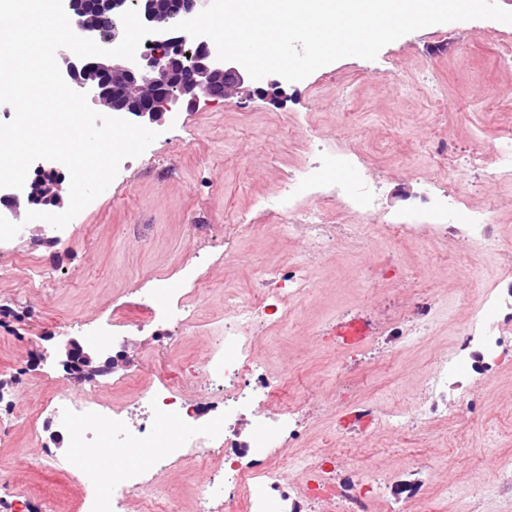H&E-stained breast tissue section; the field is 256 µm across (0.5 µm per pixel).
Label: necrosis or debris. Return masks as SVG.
Listing matches in <instances>:
<instances>
[{"label":"necrosis or debris","instance_id":"1","mask_svg":"<svg viewBox=\"0 0 512 512\" xmlns=\"http://www.w3.org/2000/svg\"><path fill=\"white\" fill-rule=\"evenodd\" d=\"M301 138L298 160L262 198L255 216L224 227L225 258H233L239 239L258 226L289 232L301 246L300 257L286 269L256 270L252 293L226 305L224 341L210 350L204 363L175 365L162 357H142L114 381L115 386L134 389L123 404L101 401L100 386L92 385L76 395L53 391L32 407L39 421L68 416L64 430L71 447L90 452L96 448L97 430L107 425L131 448L152 437L156 425L149 409L155 405L162 406L178 429L150 470L113 468L112 494L105 501L97 497V477L81 458L62 461L52 449L40 448L34 466H61L69 483L81 487L78 512H172L159 488L168 472L186 465L221 476L224 482L220 488L212 482L201 488L196 512H269L274 498L282 512H373L368 483L375 468L354 458L350 438H368L377 427L397 426L419 434L446 420H472L476 402L456 394L460 373L478 375L488 366L512 361V255L504 253L481 307L459 332L454 355L433 359L430 382L413 409L388 410L360 388L337 389L335 409L342 423L322 449L305 452L304 472L292 479L288 449L302 441L310 416L322 414L326 406L312 389L298 399L288 396L287 373L269 372L255 354L254 340L259 332L287 320L289 300L311 286L309 270L315 261L327 249L355 238L364 218L379 214L383 188L395 177L393 170L373 168L354 185L325 183L319 177L322 166H354L362 163L361 154L348 147L328 148L306 131ZM424 147L434 160L433 171L417 174L425 194L411 210L390 214L383 227L396 238L454 242L457 270L471 273L478 246L494 235L495 214L512 208V129L502 131L495 143L478 139L466 149L454 138L434 133ZM459 173L475 181L501 179L506 189L495 201H480L475 193L460 191L455 181ZM137 311L146 325L158 327H185L199 317L174 288L162 299L143 293ZM433 314V301L409 296L404 312L373 335L382 359L403 352L422 335ZM90 410L95 420H86ZM256 441L268 447L266 458L253 456ZM431 468L429 458L415 456L383 488L399 501L416 498Z\"/></svg>","mask_w":512,"mask_h":512}]
</instances>
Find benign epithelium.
Returning a JSON list of instances; mask_svg holds the SVG:
<instances>
[{"label":"benign epithelium","instance_id":"1","mask_svg":"<svg viewBox=\"0 0 512 512\" xmlns=\"http://www.w3.org/2000/svg\"><path fill=\"white\" fill-rule=\"evenodd\" d=\"M66 11L77 22L79 34L105 39L107 29L135 9L151 35L153 52L110 65L103 57L86 61L66 48L57 51L58 65L67 81L99 99L116 117L149 127L179 106H193L202 98L226 99L250 94L251 78L235 62L217 59L210 40L188 46L172 38L176 19L198 11L202 0H65ZM59 179L44 177L30 185L27 201L58 206ZM59 363L68 376H93L116 367V358L85 350L71 339L58 349Z\"/></svg>","mask_w":512,"mask_h":512}]
</instances>
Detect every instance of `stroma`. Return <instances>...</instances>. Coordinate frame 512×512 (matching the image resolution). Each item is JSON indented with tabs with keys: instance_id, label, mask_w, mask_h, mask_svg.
I'll list each match as a JSON object with an SVG mask.
<instances>
[{
	"instance_id": "obj_1",
	"label": "stroma",
	"mask_w": 512,
	"mask_h": 512,
	"mask_svg": "<svg viewBox=\"0 0 512 512\" xmlns=\"http://www.w3.org/2000/svg\"><path fill=\"white\" fill-rule=\"evenodd\" d=\"M469 21L427 27L383 47L376 59L346 57L326 65L299 82L281 86L263 83L261 93L243 99H201L181 109L179 122L164 118L168 136L153 143V161L135 162L124 185H109L72 221L69 235L34 247L32 224L13 238L15 254L36 252L42 269L54 280L37 300L38 315H31L25 300L28 270L14 269L0 278V304L17 311L15 326L0 325V380L5 396L20 394L23 406L39 403L65 381L57 349L71 338H82V321L109 315L126 303L138 302L133 285L164 295L179 281L180 269L192 259L196 246L190 220L200 208L210 213L211 264L206 271L212 290L192 298L202 321L198 327H173L178 341L170 349L178 361L203 362L224 321V294L244 296L252 289L255 269L272 261H296L297 244L287 233L255 228L241 240L239 260L224 258V226L254 210L282 178L283 162L293 161L289 138L283 132L288 115L300 113L303 127L316 131L324 143L340 142L345 120L337 112L328 74L356 79L353 102L361 131L356 145L375 166L399 170L386 189L390 210L404 209L421 191L408 178L410 169L428 167L423 143L431 132L434 113L448 115L447 123L462 146L474 133L496 140L501 127L512 126V103L492 120L478 122V100L488 93L512 87V67H503L487 50H469L473 36ZM397 58L402 75L415 81L423 71L433 72L436 100L402 92L386 78L389 58ZM285 97H277V89ZM365 243L348 242L325 252L312 268L309 292L293 300L288 319L255 340V350L270 372L290 368L299 384H313L321 399H332L342 378L339 357L357 359L355 348H327L319 332L353 315L381 321L398 310L401 281L398 270L418 273L428 252L445 253L442 242L394 240L380 227L364 232ZM512 250V211L498 214L492 242L482 245L479 264L467 277L437 272L422 298L433 299L436 310L426 336L410 344L391 364H372L365 374L368 393L387 406L413 407L427 379L430 359L452 353L459 324L482 303V294L496 269L499 254ZM394 256L396 273L386 281L369 284L361 271L367 262ZM59 330L44 332L42 321ZM44 359L36 369L28 363L35 354ZM490 387L479 390V416L472 422L434 425L424 435L397 429H378L362 456L372 458L381 475H394L411 455L423 453L432 461L429 484L421 500L394 502L379 497L376 512H467L475 484L484 488L483 512H512V499L494 486L495 462L512 458V365L492 370ZM41 423L18 419L12 440L0 445V471L43 491L48 512H71L74 491L59 474L18 472L16 459L34 448L36 439H48Z\"/></svg>"
}]
</instances>
